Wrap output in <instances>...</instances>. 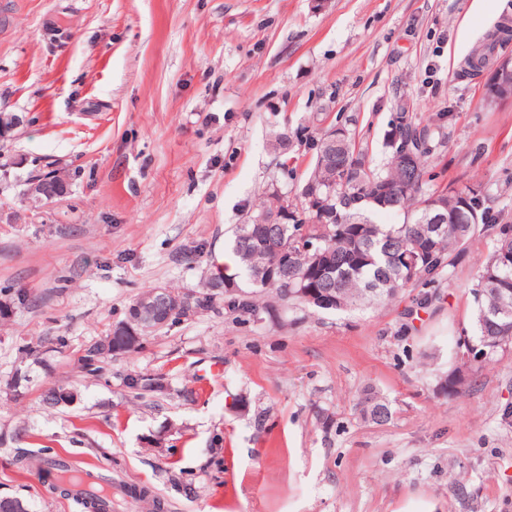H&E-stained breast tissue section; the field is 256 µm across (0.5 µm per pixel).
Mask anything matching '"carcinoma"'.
Returning a JSON list of instances; mask_svg holds the SVG:
<instances>
[{
	"instance_id": "obj_1",
	"label": "carcinoma",
	"mask_w": 512,
	"mask_h": 512,
	"mask_svg": "<svg viewBox=\"0 0 512 512\" xmlns=\"http://www.w3.org/2000/svg\"><path fill=\"white\" fill-rule=\"evenodd\" d=\"M512 40V20H499L484 37L481 45L467 58L459 78L470 79L473 73L484 71L494 64L499 46ZM411 142L415 153L414 171L404 170L396 147ZM385 146L388 158L381 168L366 163L362 152L357 150L353 138L336 148L332 160L323 161L316 155L307 183L317 191L315 199L303 198L298 206L288 205L285 194H271V201L260 205L257 214L276 218L271 236L257 233V224L235 225L227 248L234 258L233 272H217L192 292V306L197 312H211L220 307L224 313L238 321H259L269 312L264 298L293 310L309 311L316 306L297 294L298 288H333L350 309H357L371 301L385 302L397 298L409 288L428 285L443 272L453 267V259L463 252L477 237H487L490 226L499 223L500 213L495 211L486 195H471L473 186L464 185L451 193L431 190L425 179V157L433 151V144L425 130L421 129L412 114L400 113L398 123L386 134ZM343 170L345 180L334 179V171ZM408 180L409 192L396 197L386 205L377 198L382 182ZM438 201L448 213V223L441 235L430 244L419 240L428 205ZM401 212V224H377L368 213ZM311 243L327 254L330 270L322 274L315 269L311 252L301 248V243ZM512 252V237L501 232L491 240L487 257L480 262L468 293L473 305L471 331L458 337L453 357L470 344L483 346L498 339L507 340L508 347L490 352L485 359L470 365L471 377L458 375L455 366L439 377L438 390L445 397H455L463 389L472 386L477 375L504 354L512 351V298L503 300L497 278L512 280V266L502 267L499 256L503 250ZM288 251L293 257L288 277L270 280L260 269L273 264L279 253ZM419 257L420 275L411 280L399 272V260L405 253ZM235 278V290L217 289L224 278ZM178 313L159 323L148 332L131 323L127 333L117 338L121 353L143 347L152 336L182 319ZM102 340H92L84 345L82 367L90 372L103 369L106 359L96 355ZM123 383L137 397L162 392L165 385L160 378L142 374H128ZM360 414L377 425H384L392 418L389 401L377 391H364L358 402ZM75 476L56 462L50 461L41 471V480L53 492L67 495V485Z\"/></svg>"
}]
</instances>
